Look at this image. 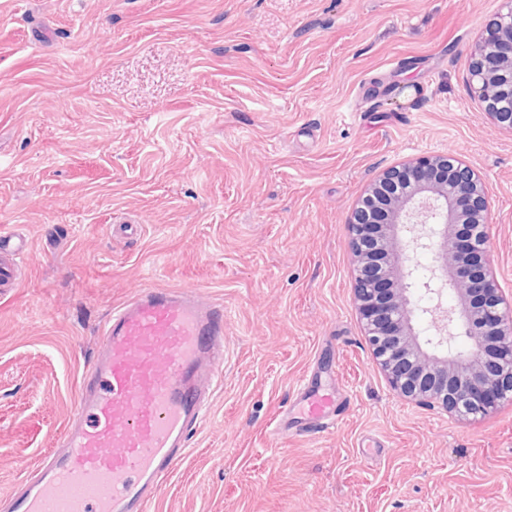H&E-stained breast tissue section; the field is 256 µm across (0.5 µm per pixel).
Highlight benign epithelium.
<instances>
[{
	"mask_svg": "<svg viewBox=\"0 0 512 512\" xmlns=\"http://www.w3.org/2000/svg\"><path fill=\"white\" fill-rule=\"evenodd\" d=\"M468 54L471 99L512 134V0H502ZM347 228L354 299L391 389L469 423L512 403V300L492 272L491 201L480 172L449 152L405 159L377 175ZM447 292L458 305L443 306ZM418 311L437 341L416 330ZM459 336L470 341L465 352L452 344Z\"/></svg>",
	"mask_w": 512,
	"mask_h": 512,
	"instance_id": "7a95c632",
	"label": "benign epithelium"
}]
</instances>
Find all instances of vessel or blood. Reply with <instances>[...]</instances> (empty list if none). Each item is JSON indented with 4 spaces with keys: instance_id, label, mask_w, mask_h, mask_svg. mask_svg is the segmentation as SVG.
<instances>
[{
    "instance_id": "1",
    "label": "vessel or blood",
    "mask_w": 512,
    "mask_h": 512,
    "mask_svg": "<svg viewBox=\"0 0 512 512\" xmlns=\"http://www.w3.org/2000/svg\"><path fill=\"white\" fill-rule=\"evenodd\" d=\"M0 231V284L16 279L18 250ZM224 363V307L195 288L145 286L113 307L79 382L77 415L46 454L15 512H149L210 411ZM310 421L334 399L301 402Z\"/></svg>"
}]
</instances>
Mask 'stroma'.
<instances>
[{"label":"stroma","mask_w":512,"mask_h":512,"mask_svg":"<svg viewBox=\"0 0 512 512\" xmlns=\"http://www.w3.org/2000/svg\"><path fill=\"white\" fill-rule=\"evenodd\" d=\"M500 5L0 0V225L28 240L0 292V505L152 285L224 306L223 385L154 512H512V404L465 424L397 398L346 247L378 172L451 152L488 182L512 296V134L466 85ZM318 390L336 417L310 425ZM302 414L311 422H317L335 416L334 398L329 394L314 393L301 402Z\"/></svg>","instance_id":"1"}]
</instances>
